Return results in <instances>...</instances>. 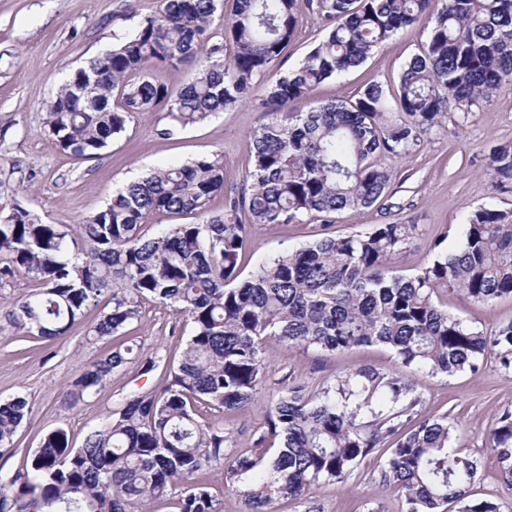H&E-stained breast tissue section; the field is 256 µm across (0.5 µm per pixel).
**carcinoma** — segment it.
Instances as JSON below:
<instances>
[{"mask_svg": "<svg viewBox=\"0 0 512 512\" xmlns=\"http://www.w3.org/2000/svg\"><path fill=\"white\" fill-rule=\"evenodd\" d=\"M222 4L161 0L49 102V135L78 160L99 155L134 115L160 105L171 121L163 136L247 100L268 119L252 134L248 198L228 200L221 215H207V204L224 191L223 165L200 157L117 190L82 221V249L64 226L19 203L0 216V281L21 272L40 286L13 303L8 320L17 330L54 339L98 306L93 335L114 337L147 302L193 324L175 365L129 345L83 364L68 393L75 405L132 361L143 374L164 369L165 384L127 395L79 448L63 428L44 435L25 469L0 479V512H142L155 502L175 512H218L199 480L213 468L224 469V488L241 496L244 512H278L280 502L322 482L346 481L385 445L381 481L401 490L406 512H448L452 503L457 512H501L470 498L477 461L449 445L448 417L423 415L422 395L397 371L360 366L315 388L293 381L272 399L254 442L277 446L270 457L226 453L231 437L201 409L248 405L264 383L271 341L301 352L381 344L402 368L432 376L474 370L489 351L512 369V323L476 330L434 302L440 288L480 303L512 296V210L493 203L467 216L457 252L438 254L410 277L394 274L392 264L416 226L378 224L362 234L327 233L239 279L247 246L240 211L251 224L308 215L328 226L342 213L369 209L391 180L375 157L412 153L448 102L468 112L512 82V0H307L326 34L265 96L256 94V78L291 42L295 0H235L229 16ZM412 26L428 38L396 91L371 83L349 99L289 110ZM227 41L235 48L230 59ZM189 65L194 76L177 94L156 75ZM491 169L495 187L512 186L511 144L493 152ZM156 212L198 221L150 235L145 226ZM30 413L22 396L0 401V450L12 448ZM490 438L512 485V414L500 417Z\"/></svg>", "mask_w": 512, "mask_h": 512, "instance_id": "1", "label": "carcinoma"}]
</instances>
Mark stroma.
<instances>
[{
    "instance_id": "35a3bbf8",
    "label": "stroma",
    "mask_w": 512,
    "mask_h": 512,
    "mask_svg": "<svg viewBox=\"0 0 512 512\" xmlns=\"http://www.w3.org/2000/svg\"><path fill=\"white\" fill-rule=\"evenodd\" d=\"M160 0H0V209L21 204L46 223L67 226L78 233L81 222L98 211L112 194L143 173L181 164L202 156L222 157L224 192L209 203L211 213L224 210L227 194L246 188L251 135L266 114L246 101L212 118L174 130L167 137L165 108L135 116L126 132L97 157L76 161L56 147L48 134L47 104L57 89L90 58L117 44L143 17L156 11ZM297 31L283 56L257 79L258 90L294 69L322 34L306 0H297ZM427 38L422 28L396 34L373 56L337 79L317 85L311 99L325 103L349 98L371 83L395 88L407 62ZM512 144V82L503 84L490 99L463 111L449 104L439 126L423 144L403 158L383 157L390 169L389 193L372 208L342 214L333 231L358 233L377 224H413L417 231L398 255L394 266L404 274L417 272L437 253L456 251L462 240L465 215L496 198L512 208V191L496 192L491 175L493 149ZM322 225L302 216L287 224H252L249 247L242 260L251 273L270 256L299 248L321 237ZM24 274L0 287V400L25 397L31 415L17 432L11 450L0 453V477L24 469L41 438L64 428L72 446L112 414L128 393L159 387V373L140 375L130 363L112 374L100 390L78 405L66 400L71 382L85 361L111 348L108 340L94 341L90 332L98 310L86 313L63 336L41 341L24 336L7 322L13 300L34 291ZM442 308L465 324L493 330L512 321V296L477 303L465 294L440 289ZM191 331L187 318L164 306L144 305L140 320L124 333L135 339L143 353H170L179 357ZM395 368L393 352L382 345L359 346L345 352H291L278 343L268 346L267 374L255 401L233 412L209 411L207 420L223 424L235 449L253 446L263 425L269 400L295 380L318 384L360 365ZM424 398V412L445 416L454 424L453 445L478 462V477L471 487L476 500L499 504L512 512V487L505 484L489 442L499 416L512 412V372L488 353L478 370L451 377L410 374ZM384 450H376L343 483L320 486L308 500L279 505L280 512H405L404 499L382 484Z\"/></svg>"
}]
</instances>
